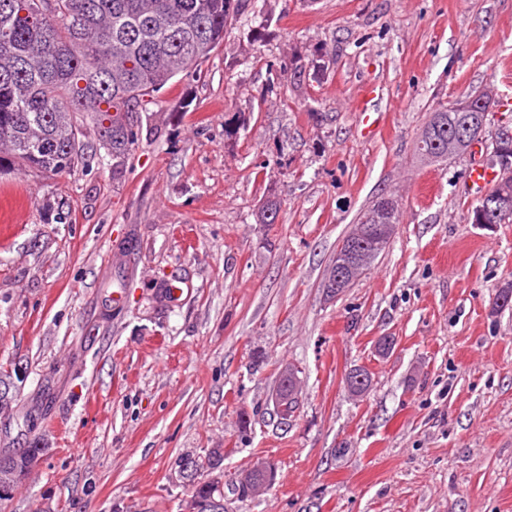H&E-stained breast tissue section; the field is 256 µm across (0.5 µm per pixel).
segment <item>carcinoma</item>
Wrapping results in <instances>:
<instances>
[{
    "label": "carcinoma",
    "instance_id": "obj_1",
    "mask_svg": "<svg viewBox=\"0 0 512 512\" xmlns=\"http://www.w3.org/2000/svg\"><path fill=\"white\" fill-rule=\"evenodd\" d=\"M244 0H0V165L8 162L45 171L73 169L84 158L78 138L82 117L112 155L130 153L138 133L126 121L137 107L149 110L155 95L192 66L202 64L224 41ZM443 106L424 125L418 154L426 162H446L442 149L457 130L485 137L489 112ZM512 146V128L494 133L495 159ZM486 194L504 209L498 223H512V172L502 173ZM280 211L266 203L257 223L273 224ZM397 201L379 196L359 217L347 239L361 244L362 269L381 250L359 235L367 224H397ZM15 370L0 365V410L13 397ZM45 449L31 446L0 451V509L21 486L15 474ZM189 491L190 502L220 496L224 490V449L182 454L171 465Z\"/></svg>",
    "mask_w": 512,
    "mask_h": 512
}]
</instances>
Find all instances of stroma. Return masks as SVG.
I'll list each match as a JSON object with an SVG mask.
<instances>
[{
  "instance_id": "1",
  "label": "stroma",
  "mask_w": 512,
  "mask_h": 512,
  "mask_svg": "<svg viewBox=\"0 0 512 512\" xmlns=\"http://www.w3.org/2000/svg\"><path fill=\"white\" fill-rule=\"evenodd\" d=\"M261 7L132 113L130 155L88 129L73 171L0 173V363L21 378L0 450H46L7 512H179L171 464L203 448L224 451V512H512V306L494 303L512 224L469 219L488 141L447 163L416 152L435 109L486 88L492 124L512 125V0ZM367 82L369 136L351 110ZM386 192L389 244L328 298L338 246ZM270 199L277 221L256 223ZM40 398L53 407L27 427ZM261 460L274 487L239 499Z\"/></svg>"
}]
</instances>
